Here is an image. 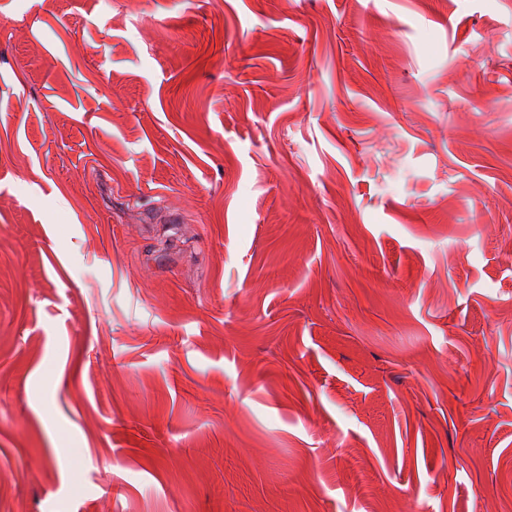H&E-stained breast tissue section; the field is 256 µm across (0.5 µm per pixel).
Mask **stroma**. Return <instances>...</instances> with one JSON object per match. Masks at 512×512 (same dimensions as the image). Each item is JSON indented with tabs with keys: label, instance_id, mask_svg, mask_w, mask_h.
<instances>
[{
	"label": "stroma",
	"instance_id": "obj_1",
	"mask_svg": "<svg viewBox=\"0 0 512 512\" xmlns=\"http://www.w3.org/2000/svg\"><path fill=\"white\" fill-rule=\"evenodd\" d=\"M0 512H512V0H0Z\"/></svg>",
	"mask_w": 512,
	"mask_h": 512
}]
</instances>
